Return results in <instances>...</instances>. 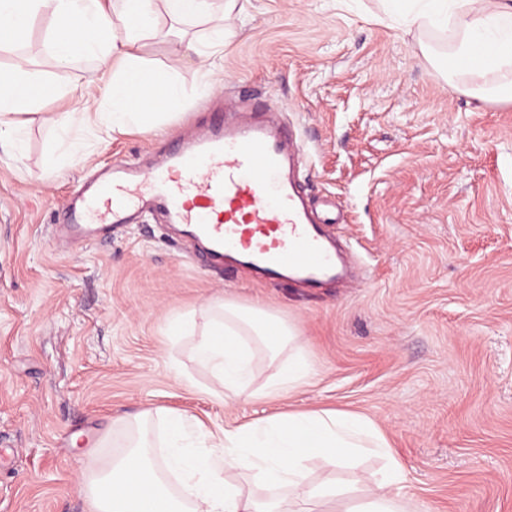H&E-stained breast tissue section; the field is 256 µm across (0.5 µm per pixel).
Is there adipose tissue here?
<instances>
[{"label": "adipose tissue", "instance_id": "obj_1", "mask_svg": "<svg viewBox=\"0 0 512 512\" xmlns=\"http://www.w3.org/2000/svg\"><path fill=\"white\" fill-rule=\"evenodd\" d=\"M155 0H0V40H25L35 16L50 14L55 26L53 55L68 65L75 55L93 58L112 72L103 100L74 86L72 110L49 117L56 132L97 125L101 132H123L156 119L159 111L181 106L184 92L171 79L144 75L139 51L158 31ZM175 22L215 13L230 17L240 0H162ZM407 27L449 31L448 73L468 74L470 64L487 59L489 82L470 89L479 102L512 101V0H384ZM46 80L27 59L0 69V150L11 152L21 117L34 105ZM208 320L194 354L223 385L224 393L247 401L272 400L309 385L313 371L297 325L258 306L216 298L204 307ZM270 359L287 356L279 373L256 385V350ZM165 431L162 455H154L153 427ZM378 455L388 464L369 488L358 512H415L406 490L403 465L391 456L385 435L365 416L340 409L280 413L220 432L162 408L141 414L127 451L103 463L97 449L84 456L89 512H326L342 490L335 481L315 482L307 464L319 459L330 470L354 467L359 458ZM243 472L253 492L226 479ZM176 474L182 495L171 494L167 474Z\"/></svg>", "mask_w": 512, "mask_h": 512}]
</instances>
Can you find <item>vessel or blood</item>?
<instances>
[{
  "label": "vessel or blood",
  "instance_id": "b4317fda",
  "mask_svg": "<svg viewBox=\"0 0 512 512\" xmlns=\"http://www.w3.org/2000/svg\"><path fill=\"white\" fill-rule=\"evenodd\" d=\"M303 156L286 126L219 112L203 136L174 144L161 165L106 166L73 192L62 230L80 243L157 211L194 241H206L213 264L236 252L267 278L313 288L342 271L322 230L330 216L317 213L299 188Z\"/></svg>",
  "mask_w": 512,
  "mask_h": 512
}]
</instances>
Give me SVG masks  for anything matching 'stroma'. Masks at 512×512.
Returning <instances> with one entry per match:
<instances>
[{"label":"stroma","instance_id":"35a3bbf8","mask_svg":"<svg viewBox=\"0 0 512 512\" xmlns=\"http://www.w3.org/2000/svg\"><path fill=\"white\" fill-rule=\"evenodd\" d=\"M218 18L171 24L144 42L145 68L182 87L162 123L59 138L65 89L103 93L111 73L57 65L39 15L0 67L29 58L50 84L0 157V512H87L86 448L125 452L136 416L165 407L209 429L293 409L372 419L431 512H512V103L475 104L429 62L445 35L386 17L380 0H246L211 69L175 54L168 30L207 39ZM274 110L303 142L301 185L336 206L331 235L353 279L305 292L220 270L160 215L107 240L54 247L68 196L116 159L140 164L213 113ZM225 296L296 323L316 376L272 401L225 400L172 338L175 315ZM384 458L337 474L347 512Z\"/></svg>","mask_w":512,"mask_h":512}]
</instances>
